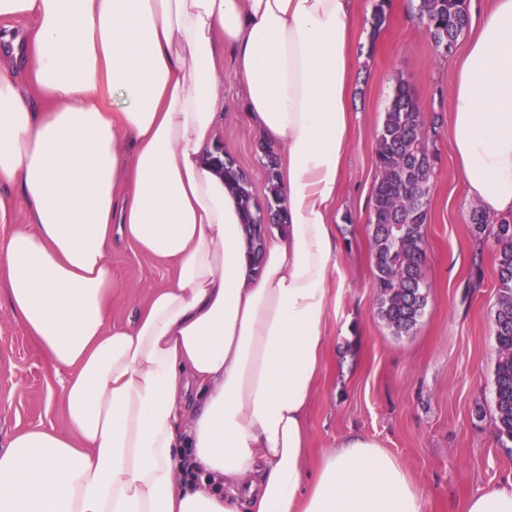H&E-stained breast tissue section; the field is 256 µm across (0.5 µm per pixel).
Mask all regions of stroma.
<instances>
[{
	"instance_id": "stroma-1",
	"label": "stroma",
	"mask_w": 512,
	"mask_h": 512,
	"mask_svg": "<svg viewBox=\"0 0 512 512\" xmlns=\"http://www.w3.org/2000/svg\"><path fill=\"white\" fill-rule=\"evenodd\" d=\"M360 44L350 96L353 146L336 200L340 250L332 272L335 294L324 335L327 349L307 423L310 462L353 432L377 439L410 471L430 501V512H463L478 487L512 477V447L492 431L498 295L495 225L483 248L476 237L449 141L450 91L459 52L436 51L411 0H389L385 21ZM413 91L438 154L425 224L427 304L410 335H393L380 318L374 288L370 204L381 175L375 165L377 135L395 88ZM244 100L232 73L224 75L221 142L250 177L263 201L266 172L261 138L241 120ZM480 262L479 287L468 276ZM174 267L129 244L112 248L111 318L124 325L169 283ZM61 377L0 306V442L26 428L66 426Z\"/></svg>"
}]
</instances>
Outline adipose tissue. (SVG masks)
I'll use <instances>...</instances> for the list:
<instances>
[{
    "instance_id": "1",
    "label": "adipose tissue",
    "mask_w": 512,
    "mask_h": 512,
    "mask_svg": "<svg viewBox=\"0 0 512 512\" xmlns=\"http://www.w3.org/2000/svg\"><path fill=\"white\" fill-rule=\"evenodd\" d=\"M356 0H0V297L56 370L67 427L0 445V512H428L374 438L310 468L352 143ZM451 91L467 200L512 218V0L472 17ZM232 60L279 156L256 247L210 157ZM172 282L113 325L112 243Z\"/></svg>"
}]
</instances>
